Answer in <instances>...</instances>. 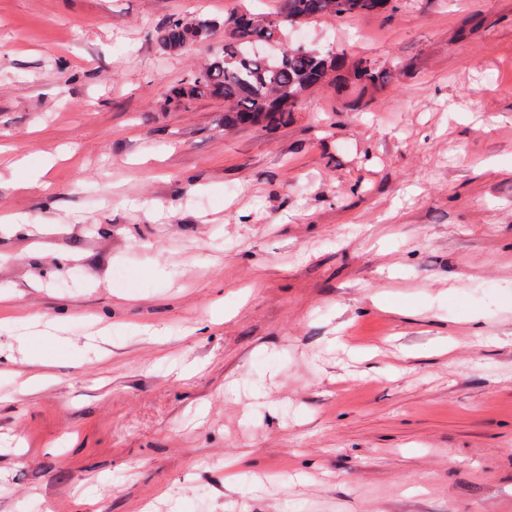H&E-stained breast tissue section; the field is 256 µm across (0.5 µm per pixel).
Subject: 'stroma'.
Returning <instances> with one entry per match:
<instances>
[{"instance_id": "stroma-1", "label": "stroma", "mask_w": 512, "mask_h": 512, "mask_svg": "<svg viewBox=\"0 0 512 512\" xmlns=\"http://www.w3.org/2000/svg\"><path fill=\"white\" fill-rule=\"evenodd\" d=\"M276 3L0 0V512H512V0L303 26L390 80L270 133L164 109L224 35L155 27Z\"/></svg>"}]
</instances>
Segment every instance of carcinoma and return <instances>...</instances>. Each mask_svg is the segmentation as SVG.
<instances>
[{
	"mask_svg": "<svg viewBox=\"0 0 512 512\" xmlns=\"http://www.w3.org/2000/svg\"><path fill=\"white\" fill-rule=\"evenodd\" d=\"M272 12H231L224 18L194 15L172 18L153 33L159 48L181 52L207 43L224 29V51L181 80L165 106L187 109L202 98L224 100V128L270 130L288 121L308 94L324 87L341 90L388 82L389 73L364 57L310 49L282 39L283 32L317 19L347 20L393 14L403 0H278Z\"/></svg>",
	"mask_w": 512,
	"mask_h": 512,
	"instance_id": "cac0c4a2",
	"label": "carcinoma"
}]
</instances>
